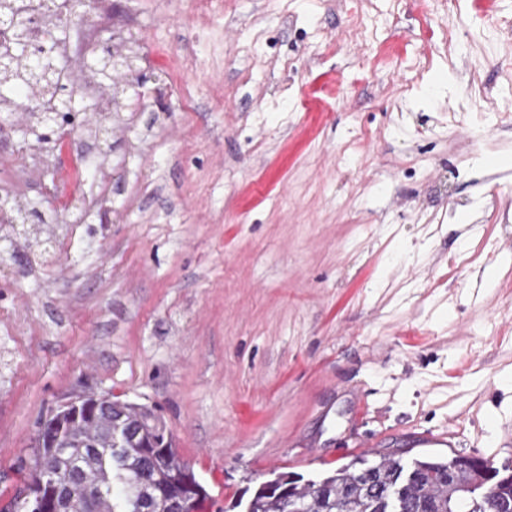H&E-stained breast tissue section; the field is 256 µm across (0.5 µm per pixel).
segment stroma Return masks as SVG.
<instances>
[{"label":"stroma","instance_id":"obj_1","mask_svg":"<svg viewBox=\"0 0 512 512\" xmlns=\"http://www.w3.org/2000/svg\"><path fill=\"white\" fill-rule=\"evenodd\" d=\"M484 2L108 0L136 59L106 164L0 122V512L82 393L155 409L200 512L379 453L512 464V31Z\"/></svg>","mask_w":512,"mask_h":512}]
</instances>
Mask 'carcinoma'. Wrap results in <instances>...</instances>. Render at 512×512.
I'll return each mask as SVG.
<instances>
[{"instance_id":"cac0c4a2","label":"carcinoma","mask_w":512,"mask_h":512,"mask_svg":"<svg viewBox=\"0 0 512 512\" xmlns=\"http://www.w3.org/2000/svg\"><path fill=\"white\" fill-rule=\"evenodd\" d=\"M51 43L45 54L49 60L36 62L38 55L17 41L0 52V100L14 98L19 87H34L46 102L61 104L67 80L60 77L62 57ZM132 57L102 50L89 67V77L108 78L119 67L130 66ZM100 404H122L125 419L135 427L145 445L163 440L159 434L160 417L146 405L121 401L110 394L98 395ZM40 444L33 449V464L26 486V495L16 500L17 508L36 512L28 507L29 499L37 498L47 477L67 480L80 465V484L70 499L67 512H177L182 485L194 487V506L198 509L208 498L205 486L184 463L174 439L166 441L161 455L152 459L142 449L132 448L120 461L121 477L112 494L98 493L100 473L97 459L110 448V423L106 415L92 425L77 424L65 429L67 453L50 447L54 438V420L40 422ZM455 475L448 478V467ZM411 475L404 489L406 512H494L505 504L512 509V470L497 467L487 459L455 455L443 459L423 457L409 464ZM403 470L401 458L382 454L370 462L359 459L316 479H304L297 473H279L260 483L246 500L244 512H289L288 496H294L306 512H378L373 490L390 485ZM292 487V494L282 489Z\"/></svg>"}]
</instances>
